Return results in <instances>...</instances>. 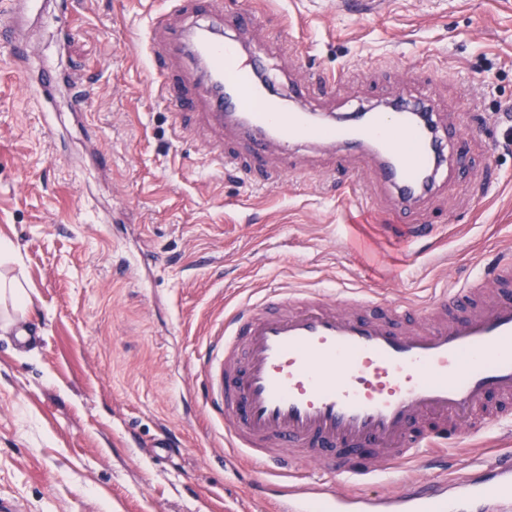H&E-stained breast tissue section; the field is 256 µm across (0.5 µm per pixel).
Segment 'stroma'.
<instances>
[{
    "mask_svg": "<svg viewBox=\"0 0 512 512\" xmlns=\"http://www.w3.org/2000/svg\"><path fill=\"white\" fill-rule=\"evenodd\" d=\"M224 0L254 24L234 36L265 57L279 88L307 106L352 112L419 83L443 126L465 133L469 168L399 214L368 157L337 169L332 149H300L276 187L219 170L213 145L249 153L233 127L186 115L179 133L146 70L153 40L166 69L201 87L191 56L151 18L198 23L164 0H42L19 35L43 61L81 68L85 109L45 102L0 43L1 267L32 304L0 333V497L19 512H269L254 468L225 462L224 429L202 399L199 357L225 310L266 291L369 288L428 299L485 274L512 252V0ZM336 77L332 92L321 80ZM369 186L368 208L342 193L344 171ZM386 224H426L408 245ZM165 438L169 447H156ZM512 445L495 426L463 435L448 468Z\"/></svg>",
    "mask_w": 512,
    "mask_h": 512,
    "instance_id": "1",
    "label": "stroma"
}]
</instances>
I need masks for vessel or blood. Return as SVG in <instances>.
Instances as JSON below:
<instances>
[{
  "mask_svg": "<svg viewBox=\"0 0 512 512\" xmlns=\"http://www.w3.org/2000/svg\"><path fill=\"white\" fill-rule=\"evenodd\" d=\"M38 0H7L15 62L33 49L19 24ZM172 43L205 66L202 96L164 78L163 99L179 112H205L212 126L235 123L248 142L250 180L266 187L270 144L291 165L296 146L316 143L370 155L378 186L402 209L436 189L430 174L465 166L444 155L415 112L426 96L399 97L352 125L313 120L302 88L283 93L263 79L261 56L214 37L205 24L175 29ZM75 81L74 71L43 66L34 80L45 96ZM218 354L204 368L207 402L224 428L232 460L248 458L266 475L270 512H512V452L448 474L447 445L459 433L511 422L512 410L485 417L492 402L512 401V255L483 277L404 305L365 292L327 297L312 288H278L224 313ZM423 459L421 484L373 495L367 486ZM340 476L342 489L327 476Z\"/></svg>",
  "mask_w": 512,
  "mask_h": 512,
  "instance_id": "b4317fda",
  "label": "vessel or blood"
}]
</instances>
